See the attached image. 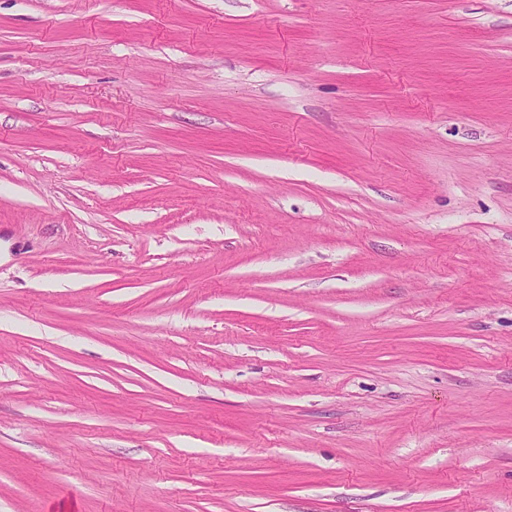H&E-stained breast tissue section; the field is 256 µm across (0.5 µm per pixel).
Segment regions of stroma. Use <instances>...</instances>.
Masks as SVG:
<instances>
[{
  "label": "stroma",
  "mask_w": 512,
  "mask_h": 512,
  "mask_svg": "<svg viewBox=\"0 0 512 512\" xmlns=\"http://www.w3.org/2000/svg\"><path fill=\"white\" fill-rule=\"evenodd\" d=\"M0 512H512V0H0Z\"/></svg>",
  "instance_id": "35a3bbf8"
}]
</instances>
